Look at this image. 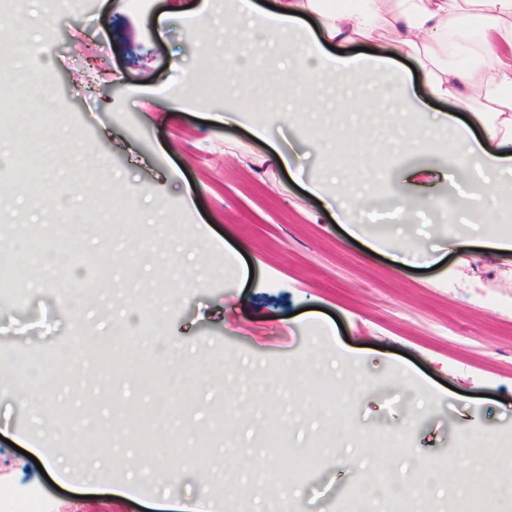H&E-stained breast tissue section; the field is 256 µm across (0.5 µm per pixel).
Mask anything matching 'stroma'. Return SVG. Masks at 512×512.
I'll return each instance as SVG.
<instances>
[{"label": "stroma", "instance_id": "35a3bbf8", "mask_svg": "<svg viewBox=\"0 0 512 512\" xmlns=\"http://www.w3.org/2000/svg\"><path fill=\"white\" fill-rule=\"evenodd\" d=\"M201 0H83L43 34H26L45 77L53 131L34 136L50 210L0 165V260L42 229L47 253L0 295V497L39 512H174L199 499L224 512H351L366 475L430 512H512V249L478 238L479 213L456 207L511 177L457 172L448 155L400 153L405 124L385 80L345 94L286 74L263 52L224 74L217 97L180 101L186 73L207 72L213 23ZM266 114L251 118L253 107ZM285 147L290 168L271 158ZM420 168V190L404 172ZM372 185L353 225L310 195ZM112 188L88 196L84 185ZM421 203L407 208L410 197ZM176 215L173 224L155 215ZM232 248L253 273L226 271ZM43 375L53 398L30 408L15 381ZM362 388L338 416L318 382L349 372ZM177 449L134 475L140 419ZM73 424L100 445L78 450ZM480 445L465 448L464 433ZM404 438L379 463L375 442ZM68 475L41 474L42 446ZM185 446L207 449L185 460ZM313 449L303 458L305 449ZM500 464L487 467V451ZM288 468L290 479L277 473ZM425 470L432 481L416 485Z\"/></svg>", "mask_w": 512, "mask_h": 512}]
</instances>
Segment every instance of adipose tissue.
Wrapping results in <instances>:
<instances>
[{
	"instance_id": "ef3b65f1",
	"label": "adipose tissue",
	"mask_w": 512,
	"mask_h": 512,
	"mask_svg": "<svg viewBox=\"0 0 512 512\" xmlns=\"http://www.w3.org/2000/svg\"><path fill=\"white\" fill-rule=\"evenodd\" d=\"M306 17L316 20L317 30L303 26ZM244 23L265 35L267 45L290 53L299 82L386 78L399 105L413 112L417 106L392 59L344 51L349 43L391 37L424 70L429 97L455 100L486 118L479 138L465 123L435 116L451 130L436 146L460 169L512 172V155L490 149L512 145V0H276L271 9L256 0H224V49L234 64L253 50L238 31ZM452 50L467 55L466 68L447 62Z\"/></svg>"
}]
</instances>
